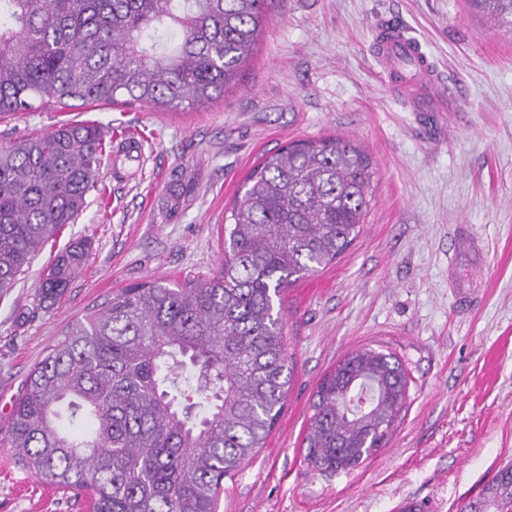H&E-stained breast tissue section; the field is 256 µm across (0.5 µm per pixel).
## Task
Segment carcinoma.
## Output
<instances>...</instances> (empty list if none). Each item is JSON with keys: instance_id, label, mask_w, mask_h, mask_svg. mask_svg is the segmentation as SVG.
<instances>
[{"instance_id": "1", "label": "carcinoma", "mask_w": 512, "mask_h": 512, "mask_svg": "<svg viewBox=\"0 0 512 512\" xmlns=\"http://www.w3.org/2000/svg\"><path fill=\"white\" fill-rule=\"evenodd\" d=\"M512 32V0H468ZM268 0H0V117L86 106H202L240 81ZM112 154L100 127L63 123L0 147V294L83 210ZM370 157L340 136L294 141L249 171L224 225L219 272L141 282L72 321L28 375L0 454L85 496L90 512H217L224 477L263 447L293 367L274 299L359 235ZM190 188L171 173L168 206ZM85 245L61 252L38 303L61 298ZM408 377L363 348L324 376L306 459L362 464L389 435ZM512 512V476L468 507Z\"/></svg>"}]
</instances>
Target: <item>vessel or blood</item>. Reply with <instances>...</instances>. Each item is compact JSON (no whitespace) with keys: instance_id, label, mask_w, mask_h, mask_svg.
I'll return each mask as SVG.
<instances>
[{"instance_id":"vessel-or-blood-1","label":"vessel or blood","mask_w":512,"mask_h":512,"mask_svg":"<svg viewBox=\"0 0 512 512\" xmlns=\"http://www.w3.org/2000/svg\"><path fill=\"white\" fill-rule=\"evenodd\" d=\"M376 58L412 111H440L436 65L421 45L409 39L397 25L379 21L375 28Z\"/></svg>"}]
</instances>
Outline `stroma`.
<instances>
[{
	"label": "stroma",
	"instance_id": "stroma-1",
	"mask_svg": "<svg viewBox=\"0 0 512 512\" xmlns=\"http://www.w3.org/2000/svg\"><path fill=\"white\" fill-rule=\"evenodd\" d=\"M397 20L435 62L448 111L412 112L375 58L378 19ZM136 160H105L75 223L0 294V427L31 369L68 324L126 286L218 270L224 217L253 164L290 142L349 138L372 159L361 233L323 270L287 288L283 337L294 365L264 448L224 480L217 512H462L512 466V36L468 0H275L242 81L179 110L102 106L0 119V147L66 119ZM193 186L166 206L171 174ZM483 241L458 248V225ZM88 243L65 295L34 298L56 254ZM27 313L19 322V313ZM395 353L407 405L385 445L323 475L305 460L314 392L348 353ZM0 512H89L83 499L0 463Z\"/></svg>",
	"mask_w": 512,
	"mask_h": 512
}]
</instances>
